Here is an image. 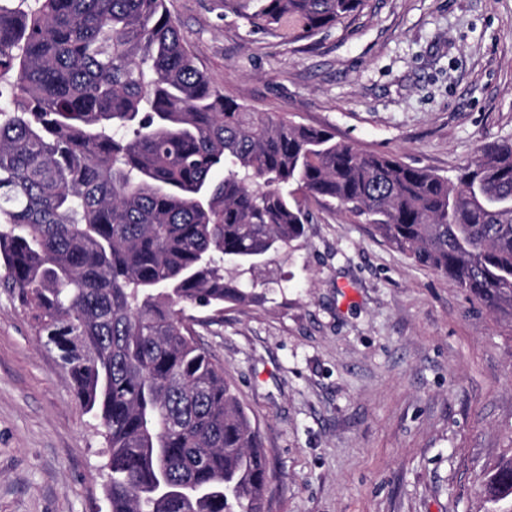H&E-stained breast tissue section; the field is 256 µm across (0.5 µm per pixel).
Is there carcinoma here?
<instances>
[{"label":"carcinoma","instance_id":"carcinoma-1","mask_svg":"<svg viewBox=\"0 0 512 512\" xmlns=\"http://www.w3.org/2000/svg\"><path fill=\"white\" fill-rule=\"evenodd\" d=\"M364 0H253L299 41ZM365 218L512 316V139L456 178L224 95L165 0H0V286L103 429L109 512H264L259 430L189 314L300 239L303 201ZM512 502V459L484 484Z\"/></svg>","mask_w":512,"mask_h":512}]
</instances>
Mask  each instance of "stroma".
<instances>
[{"instance_id":"35a3bbf8","label":"stroma","mask_w":512,"mask_h":512,"mask_svg":"<svg viewBox=\"0 0 512 512\" xmlns=\"http://www.w3.org/2000/svg\"><path fill=\"white\" fill-rule=\"evenodd\" d=\"M226 96L453 177L512 137V0H365L288 42L224 0H166ZM196 340L255 420L266 512H493L512 457V318L420 268L337 203ZM105 441L56 352L0 288V512H107ZM486 498L493 503H512V459L500 463L484 484Z\"/></svg>"}]
</instances>
